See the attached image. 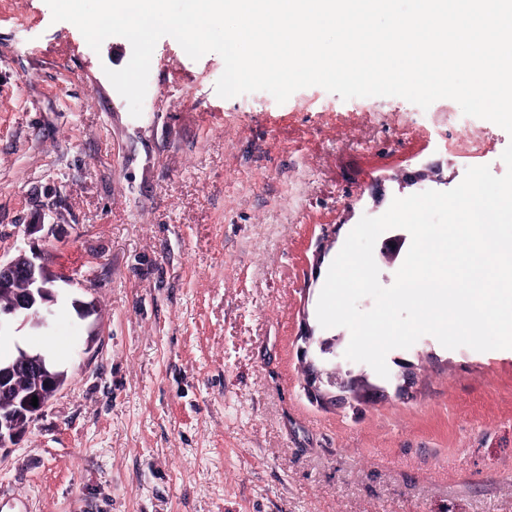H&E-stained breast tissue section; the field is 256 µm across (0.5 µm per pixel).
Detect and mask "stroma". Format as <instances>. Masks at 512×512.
Returning a JSON list of instances; mask_svg holds the SVG:
<instances>
[{"instance_id": "1", "label": "stroma", "mask_w": 512, "mask_h": 512, "mask_svg": "<svg viewBox=\"0 0 512 512\" xmlns=\"http://www.w3.org/2000/svg\"><path fill=\"white\" fill-rule=\"evenodd\" d=\"M131 54L122 37L93 51L45 0H0V256L45 249L61 277L49 328L12 341L68 373L0 450V512H512V349L427 335L384 379L316 316L362 216L472 166L503 175L512 135L459 125L450 99H225L222 58L169 36L135 118L105 74ZM305 323L388 398L311 401Z\"/></svg>"}]
</instances>
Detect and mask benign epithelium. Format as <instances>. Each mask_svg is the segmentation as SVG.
Masks as SVG:
<instances>
[{
	"mask_svg": "<svg viewBox=\"0 0 512 512\" xmlns=\"http://www.w3.org/2000/svg\"><path fill=\"white\" fill-rule=\"evenodd\" d=\"M404 242L405 238L401 235L390 237L381 246L382 257L389 263L395 262ZM18 280L23 282V289L10 301L0 304V331L9 330L13 317L17 315L24 316L36 326H42L52 313L57 276L50 272L45 252L33 249L28 253L22 251L7 261L0 259V291L12 288ZM299 339L302 344L298 346L297 356L309 398L322 405L334 406L388 397L384 389L370 384L362 374L344 373L338 367L329 370L324 366L320 355L334 351L333 341H315L312 330L307 327ZM18 351L24 354L23 361L0 362V395L11 398L9 405L0 409L1 448L15 443L24 434V429L17 425V417H25L31 423L46 407L48 400L43 398L42 389L52 385L58 375V370L45 355L31 353L21 347ZM20 368L28 377L30 392L17 397L13 391ZM34 396L38 398L36 407L31 405Z\"/></svg>",
	"mask_w": 512,
	"mask_h": 512,
	"instance_id": "benign-epithelium-1",
	"label": "benign epithelium"
}]
</instances>
